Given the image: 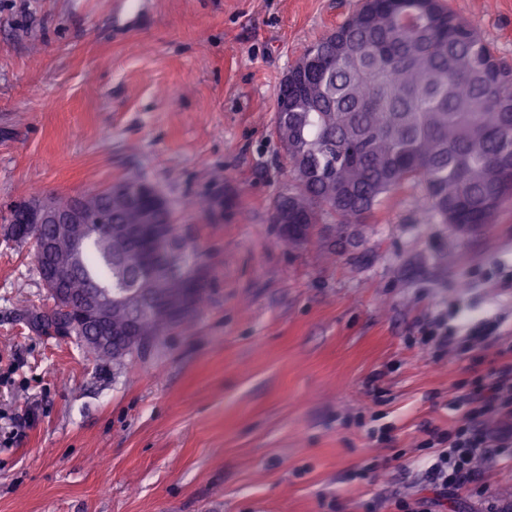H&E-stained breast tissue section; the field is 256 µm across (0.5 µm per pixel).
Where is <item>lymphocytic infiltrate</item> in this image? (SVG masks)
I'll return each instance as SVG.
<instances>
[{
	"label": "lymphocytic infiltrate",
	"instance_id": "obj_1",
	"mask_svg": "<svg viewBox=\"0 0 512 512\" xmlns=\"http://www.w3.org/2000/svg\"><path fill=\"white\" fill-rule=\"evenodd\" d=\"M449 313L431 316L423 325L419 342L435 356H462L494 346L499 356L512 352V345L502 344L498 323L486 320L474 325H451ZM455 403L463 415L454 433L432 434L429 445L436 453L422 473V483L432 495L408 500L393 498L397 512H432L448 494L468 488L485 496L487 492L479 461L488 459L501 464L512 458V365L504 364L488 374L474 378Z\"/></svg>",
	"mask_w": 512,
	"mask_h": 512
}]
</instances>
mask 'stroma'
I'll return each instance as SVG.
<instances>
[{"instance_id":"stroma-1","label":"stroma","mask_w":512,"mask_h":512,"mask_svg":"<svg viewBox=\"0 0 512 512\" xmlns=\"http://www.w3.org/2000/svg\"><path fill=\"white\" fill-rule=\"evenodd\" d=\"M445 3L512 67V0ZM363 4L0 0V211L136 177L174 204L209 280L192 330L115 367L28 327L22 309L52 301L32 244L0 223V512H392L393 492L424 496L428 430H454L457 395L498 360L433 359L416 329L459 300L512 341V204L486 235L432 221L411 186L305 244L272 224L295 186L279 86ZM384 427L391 478L372 484Z\"/></svg>"}]
</instances>
